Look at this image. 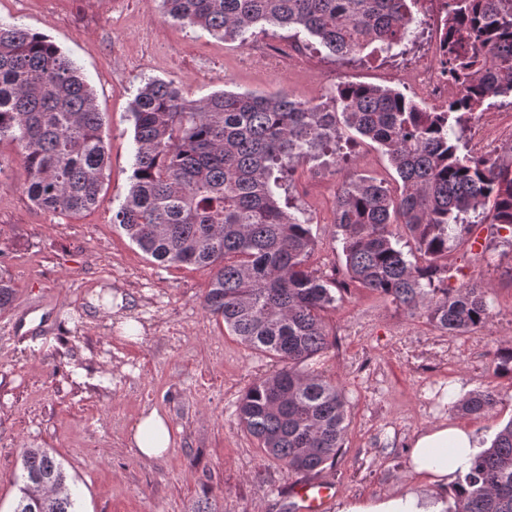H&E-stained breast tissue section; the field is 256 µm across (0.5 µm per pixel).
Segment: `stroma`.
Listing matches in <instances>:
<instances>
[{
	"instance_id": "stroma-1",
	"label": "stroma",
	"mask_w": 512,
	"mask_h": 512,
	"mask_svg": "<svg viewBox=\"0 0 512 512\" xmlns=\"http://www.w3.org/2000/svg\"><path fill=\"white\" fill-rule=\"evenodd\" d=\"M416 17L402 55L363 52L342 63L285 29L224 41L164 17L154 0H0V21L46 35L80 67L109 156L97 206L74 215L37 207L24 189L22 148L0 142V273L15 289L0 308V512H12L21 451L30 447L62 463L80 512H193L204 501L212 512H295L301 476L267 458L236 415L245 389L277 361L204 309L207 270L159 265L112 222L130 188V109L152 78L175 80L192 99L285 90L317 104L346 81L398 90V70L439 23L425 6ZM262 47L278 52V73L263 70ZM341 136L352 141L347 161L325 156L299 166L279 191L309 218L318 243L311 265L326 274L342 265L332 224L339 184L353 174L397 177L375 143L348 129ZM475 232L481 250L459 247L440 285L487 287L492 316L481 330L448 333L426 313L359 288L326 313L337 344L315 368L341 388L347 409L341 452L317 474L336 486L329 512L346 499L422 491L409 467L419 432L462 424L487 443L512 420V378L495 375L493 363L497 350L512 347V241L490 223ZM109 294L123 297L136 337L112 323ZM450 384L491 389L498 403L485 417L465 414L440 398ZM147 407L173 431L159 459L127 444Z\"/></svg>"
}]
</instances>
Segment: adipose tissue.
I'll return each instance as SVG.
<instances>
[{
	"label": "adipose tissue",
	"mask_w": 512,
	"mask_h": 512,
	"mask_svg": "<svg viewBox=\"0 0 512 512\" xmlns=\"http://www.w3.org/2000/svg\"><path fill=\"white\" fill-rule=\"evenodd\" d=\"M127 439L142 456L156 459L169 448L171 429L163 414L148 408L130 428ZM479 446L478 436L461 425L440 424L422 431L412 444L411 465L434 486V493L406 492L376 501H346L339 512H443L445 503L439 500V492L447 489L457 472L469 469Z\"/></svg>",
	"instance_id": "ef3b65f1"
}]
</instances>
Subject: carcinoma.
<instances>
[{"instance_id": "cac0c4a2", "label": "carcinoma", "mask_w": 512, "mask_h": 512, "mask_svg": "<svg viewBox=\"0 0 512 512\" xmlns=\"http://www.w3.org/2000/svg\"><path fill=\"white\" fill-rule=\"evenodd\" d=\"M163 14L226 41L259 25L304 31L337 60L377 43L404 45L420 0H158ZM448 73L456 93L442 110L399 90L336 84L320 104L292 94L215 92L190 99L173 80L150 79L131 105V187L112 217L164 266L205 269L204 308L245 346L282 363L247 388L237 406L246 432L295 474L335 463L346 401L316 371L336 346L325 313L335 307L336 272L311 266L316 238L276 199L285 174L338 145L345 127L377 144L400 182L356 175L333 206L346 283L389 299L435 327L463 334L491 315L485 287L455 290L435 279L453 246L488 220L512 235V161L462 152L472 116L512 95V0H446ZM91 86L46 36L0 23V140L24 150L25 191L41 209L87 211L99 201L107 152ZM420 260L398 248L401 234ZM512 376V347L495 356ZM496 404L477 390L455 403L481 417ZM12 512H77L67 475L43 448L21 455ZM447 512H512V420L448 489Z\"/></svg>"}]
</instances>
